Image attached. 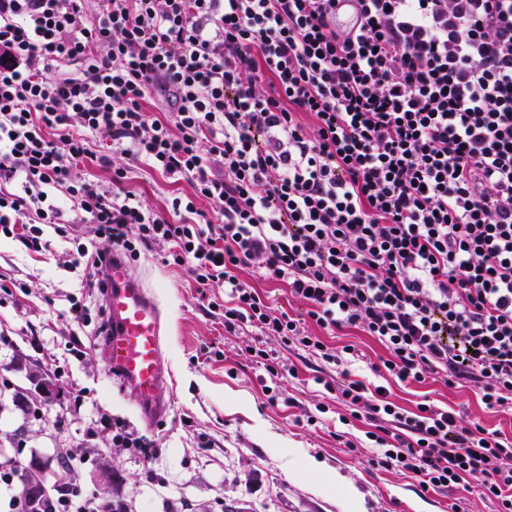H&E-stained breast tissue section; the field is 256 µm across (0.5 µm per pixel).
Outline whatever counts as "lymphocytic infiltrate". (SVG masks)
Segmentation results:
<instances>
[{"label":"lymphocytic infiltrate","mask_w":512,"mask_h":512,"mask_svg":"<svg viewBox=\"0 0 512 512\" xmlns=\"http://www.w3.org/2000/svg\"><path fill=\"white\" fill-rule=\"evenodd\" d=\"M0 0V235L88 224L221 289L224 330L512 411V0ZM122 164H115V157ZM91 163L108 180L75 178ZM142 163L189 194L125 191ZM214 202L215 217L199 209ZM251 268L254 278L241 277ZM283 284L305 318L254 280ZM322 336L310 333V325ZM422 489L512 512V440L385 386L314 378ZM254 286L264 299H268L275 311H285L291 316H295L305 309V306L288 296V288L284 285L275 286L256 281ZM350 336H339L332 338V336H324L323 340L333 346H342L348 343L358 346L366 354L363 361H357L353 364L344 365L350 375L349 378L359 379L365 382L369 388L371 385H385L388 386L386 381L380 378L370 369L369 363H377L378 357L384 356V352L380 345L370 336H364L361 333H349ZM371 384V385H370Z\"/></svg>","instance_id":"f902f5d3"}]
</instances>
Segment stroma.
I'll return each mask as SVG.
<instances>
[{
    "label": "stroma",
    "mask_w": 512,
    "mask_h": 512,
    "mask_svg": "<svg viewBox=\"0 0 512 512\" xmlns=\"http://www.w3.org/2000/svg\"><path fill=\"white\" fill-rule=\"evenodd\" d=\"M125 190L162 210L189 193L186 181H173L142 165H131ZM47 248L36 254L9 238L0 240V454L28 464L47 463L49 481L75 483L83 496L123 499L128 512H496L478 482L444 493L421 490L418 481L394 469L370 464L378 447L348 407L314 381L319 359L281 347L279 340L254 332L225 333L218 314L187 271L163 261L168 248L155 245L134 266L152 284L167 328L164 368L172 380L170 413L160 426L140 417L136 393L120 386L109 370L104 340V302L87 287L70 254L75 240L104 250L91 225L75 237L46 228ZM88 308L77 325L73 300ZM365 353L350 364L351 378L380 384L371 368L382 356L380 345L359 333L333 338ZM276 351L286 373L273 376L253 362L249 347ZM46 379L53 401L49 414H61L63 429L37 415L43 396L35 385ZM277 387L289 404H269L264 386ZM31 391V414L11 400L13 391ZM392 399L413 410L430 403L459 412L464 423H478L512 438V414L485 408L477 388H454L442 379L421 384H391ZM317 414L307 424V414ZM144 436L149 452L113 439L111 423ZM81 448L77 470L61 467L56 451ZM322 472H309L305 459ZM335 471L352 486L359 508L330 486L324 470Z\"/></svg>",
    "instance_id": "obj_1"
}]
</instances>
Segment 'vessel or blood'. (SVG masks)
Masks as SVG:
<instances>
[{
  "instance_id": "vessel-or-blood-1",
  "label": "vessel or blood",
  "mask_w": 512,
  "mask_h": 512,
  "mask_svg": "<svg viewBox=\"0 0 512 512\" xmlns=\"http://www.w3.org/2000/svg\"><path fill=\"white\" fill-rule=\"evenodd\" d=\"M106 276V363L125 387L136 392L142 418L154 426L165 420L170 403L168 376L161 366L164 329L160 304L143 273L120 254L112 255Z\"/></svg>"
}]
</instances>
